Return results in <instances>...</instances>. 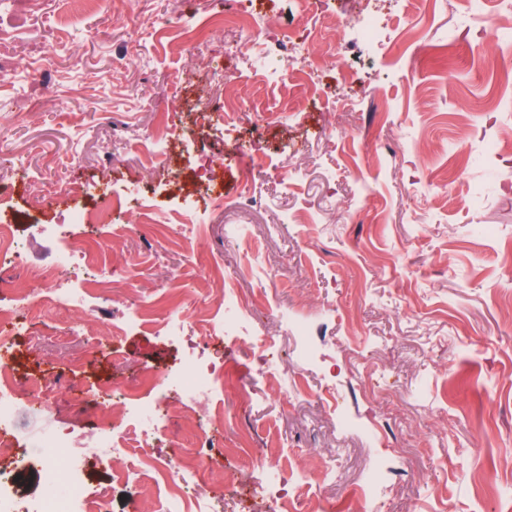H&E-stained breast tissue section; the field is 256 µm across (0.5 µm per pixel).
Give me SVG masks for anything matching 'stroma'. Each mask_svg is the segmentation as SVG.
I'll list each match as a JSON object with an SVG mask.
<instances>
[{"label": "stroma", "instance_id": "stroma-1", "mask_svg": "<svg viewBox=\"0 0 512 512\" xmlns=\"http://www.w3.org/2000/svg\"><path fill=\"white\" fill-rule=\"evenodd\" d=\"M499 2L430 0L421 42L397 38L378 54L354 34L338 35L336 64L313 81L268 86L240 71L223 32L211 31L205 59L195 63L181 30L167 22L199 28L215 12L249 6L284 24L322 26L293 0H99L91 11L77 0H0V168L8 171L0 215L18 226L97 210L82 186L105 168L120 185L163 175L148 190L172 197L182 184L171 170L189 172L202 155L227 157L253 130L270 155L269 168L250 175L264 207L236 204L238 174L226 173L223 208L197 195L207 218L197 233L169 231L168 215L138 223L127 201L56 236L21 234L24 270L49 265L64 242L93 247V262L80 269L91 290L85 324L122 323L131 306L151 316L115 337L73 336L74 318L19 309L17 385L50 376L60 388L48 412L18 397L10 426L16 454L36 455L56 429L100 432L90 389L120 378L114 355L159 373L178 370L182 346L159 322L177 304L199 326L212 305L203 282L221 270L234 275L274 355L264 370L253 344L209 345L206 357L232 366L248 390L214 395L230 423L197 419L213 437L216 471H234L238 483L190 480L181 489L187 500L203 493L210 512H230L236 488L272 481L278 470L299 476L336 454L337 478L314 488L299 481L292 512H316L318 497L335 512H367L355 490L383 447L403 473L390 491L392 512H512V85L492 61L512 32V12ZM331 7L370 11L401 29L416 5L332 0ZM478 8L500 17L482 65L474 54L481 35L470 21ZM215 65L237 73L259 127L229 119L197 126L200 97L215 111L224 106ZM164 115L188 145L181 159L149 144ZM284 167L298 172L286 185L278 179ZM330 192L338 206L326 214ZM275 272L276 287L261 289ZM295 319L317 331L322 362L298 358ZM245 431L267 466L225 458V446ZM194 442L192 430L167 419L154 451L176 467ZM114 463L103 456L89 468L100 512H134ZM240 502L255 512L254 499Z\"/></svg>", "mask_w": 512, "mask_h": 512}]
</instances>
